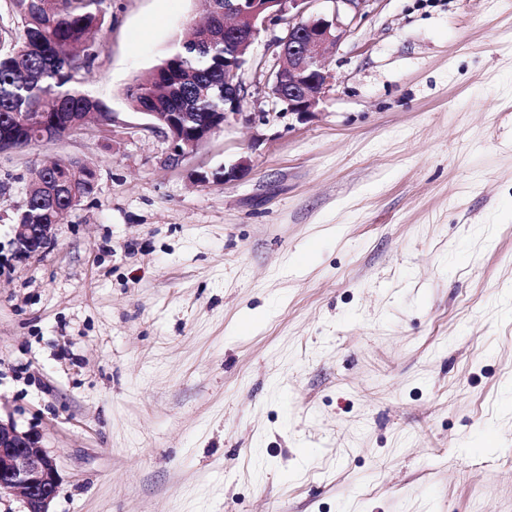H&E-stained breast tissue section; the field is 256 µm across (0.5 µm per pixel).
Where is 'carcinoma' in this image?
I'll list each match as a JSON object with an SVG mask.
<instances>
[{"label":"carcinoma","instance_id":"carcinoma-1","mask_svg":"<svg viewBox=\"0 0 512 512\" xmlns=\"http://www.w3.org/2000/svg\"><path fill=\"white\" fill-rule=\"evenodd\" d=\"M11 2L21 29L0 41V147L23 150L58 129L78 134L92 112L110 120L111 108L79 89L82 75L101 52L89 34L102 25L105 0ZM207 2L205 25L223 28L224 0ZM242 56L237 40L209 42L196 27L178 50L128 85L125 97L137 112H222L224 59ZM20 112L29 113L28 118L20 120ZM70 164L82 193H95V169L76 160ZM58 175L63 171L57 161L37 166L22 223L48 224L69 207L62 195L54 208L45 201L44 186Z\"/></svg>","mask_w":512,"mask_h":512}]
</instances>
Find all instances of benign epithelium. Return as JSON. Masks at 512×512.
<instances>
[{"label": "benign epithelium", "mask_w": 512, "mask_h": 512, "mask_svg": "<svg viewBox=\"0 0 512 512\" xmlns=\"http://www.w3.org/2000/svg\"><path fill=\"white\" fill-rule=\"evenodd\" d=\"M260 0H224V13L238 14L246 24V38L253 43L263 30L280 26L286 39L276 36L270 43L280 60L273 73L276 97L288 105V115L300 121L314 114L329 83L325 59L328 46L339 43L362 17L367 0H330L334 8L329 15L309 12L313 0H267L278 8L260 15L255 7ZM246 88L234 79L224 80V111L216 113L208 123L192 124L188 112H145L148 123L143 130L161 134L168 142L167 161L179 165L199 150L217 131L239 118L251 124L266 125L282 112L238 111ZM57 224H17L11 240L15 257L26 259L42 253L55 239ZM61 485L56 456L42 443L35 431H22L9 421H0V506L17 497L21 512H50Z\"/></svg>", "instance_id": "obj_1"}]
</instances>
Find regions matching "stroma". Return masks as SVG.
<instances>
[{
    "label": "stroma",
    "mask_w": 512,
    "mask_h": 512,
    "mask_svg": "<svg viewBox=\"0 0 512 512\" xmlns=\"http://www.w3.org/2000/svg\"><path fill=\"white\" fill-rule=\"evenodd\" d=\"M203 16L106 0L82 90L134 121ZM325 64L313 118L176 166L122 128L0 155V419L56 455L52 512H512V0H368ZM39 155L99 187L20 261Z\"/></svg>",
    "instance_id": "obj_1"
}]
</instances>
